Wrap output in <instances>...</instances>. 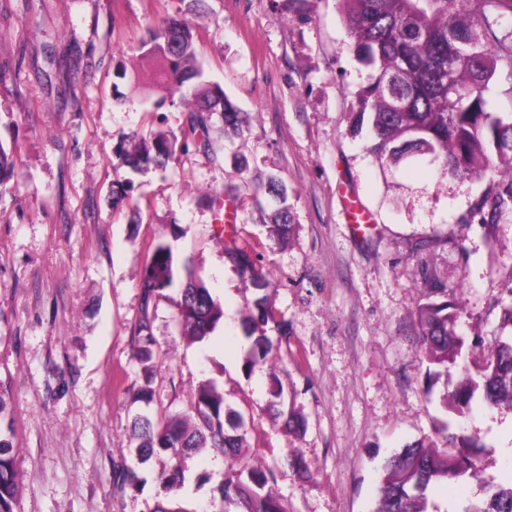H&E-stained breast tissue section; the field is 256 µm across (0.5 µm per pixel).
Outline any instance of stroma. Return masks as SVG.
<instances>
[{"instance_id": "1", "label": "stroma", "mask_w": 512, "mask_h": 512, "mask_svg": "<svg viewBox=\"0 0 512 512\" xmlns=\"http://www.w3.org/2000/svg\"><path fill=\"white\" fill-rule=\"evenodd\" d=\"M171 18L194 27L205 80L244 133L225 139L213 119L211 149L136 173L124 151L179 134L187 116L128 81L153 69L141 43ZM369 75L340 0H0V143L18 154L0 194V439L18 456L14 512H152L167 497L160 463L139 467L136 489L116 477L141 410L144 313L158 352L150 413L184 415L188 393L214 382L249 420L247 454L274 470L288 512H372L382 463L417 440L443 445L447 420L482 446L484 478L512 464V407L448 417L441 398L463 371L435 375L416 315L436 299L434 275L461 309L465 358L480 356L512 300V224L469 222L480 183L442 175L432 157L377 163L353 131ZM271 176L288 192L284 241L269 220ZM213 196L237 214L220 238ZM352 206L370 223H352ZM163 240L224 308L206 341L179 328L184 276L143 301ZM242 251L269 283L266 334L288 325L249 369L241 320L255 290ZM290 413L300 429L286 428ZM227 476L222 454H195L170 497L223 512Z\"/></svg>"}]
</instances>
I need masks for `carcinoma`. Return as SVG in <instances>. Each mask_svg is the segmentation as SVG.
I'll list each match as a JSON object with an SVG mask.
<instances>
[{
  "label": "carcinoma",
  "instance_id": "1",
  "mask_svg": "<svg viewBox=\"0 0 512 512\" xmlns=\"http://www.w3.org/2000/svg\"><path fill=\"white\" fill-rule=\"evenodd\" d=\"M342 17L353 42L356 60L371 69V82L359 93L361 110L355 129L369 119V150L377 162L399 164L431 155L441 160L442 174L455 179H476L482 188L471 214L481 224H512V0H341ZM146 55L156 59L151 75L134 74L131 84L143 90H166L180 100L192 101L181 147L210 145V119L218 112L224 136L241 131L239 114L223 90L201 82L193 27L171 18L153 32ZM456 55L454 91H448V55ZM176 139L158 133L151 145L127 153V165L140 170L151 164L162 167L175 152ZM16 157L0 144V194L14 179ZM281 238L291 232L288 207L274 213ZM178 321L185 335L196 342L210 337L224 319L202 279L183 263ZM175 279V257L168 242H159L144 269L140 288L148 303ZM252 314L243 321L251 341L246 364L264 360L281 338L254 335L255 321L268 320L267 298L253 301ZM420 347L430 364L445 373L456 366L463 349L457 333L458 308L444 300L417 309ZM512 302L502 305L499 334L492 337L489 354L475 366L464 368V379L444 394L447 413L460 416L470 410L475 395L484 404L512 405ZM148 309L139 320L137 359L142 382L133 400L150 405L154 399L157 352L149 333ZM187 419L137 417L132 436L137 441L131 463L120 465L122 485L137 488V467L151 458L167 459L159 473L163 490L185 482V461L200 448L220 449L231 477L224 495L245 512H288L283 499L273 493L274 472L250 463L243 453L249 427L243 416L226 408L224 393L205 382L188 395ZM448 432L444 448L417 441L406 445L382 468L380 493L374 512H438L428 510V492L436 484L474 478L481 473L477 446L462 431ZM18 493L17 458L13 446L0 439V512H13ZM461 512H512V470L483 487V496L462 506Z\"/></svg>",
  "mask_w": 512,
  "mask_h": 512
}]
</instances>
